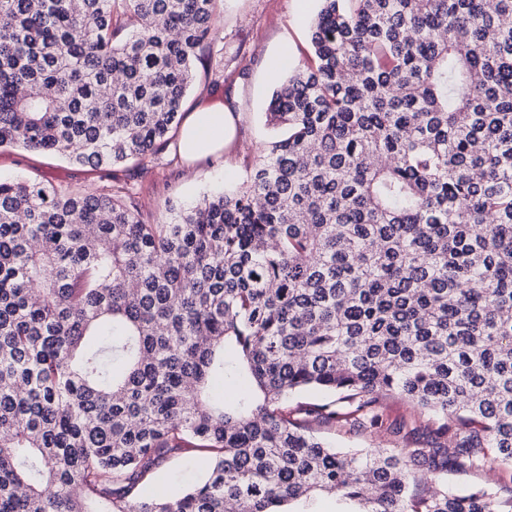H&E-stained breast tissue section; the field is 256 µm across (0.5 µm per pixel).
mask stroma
<instances>
[{
  "mask_svg": "<svg viewBox=\"0 0 512 512\" xmlns=\"http://www.w3.org/2000/svg\"><path fill=\"white\" fill-rule=\"evenodd\" d=\"M320 0H217V34L184 103L192 112L203 103H224L234 117V136L220 155L188 161L167 149L144 168L129 165L92 170L61 159L18 148H0V178L40 176L83 192L115 182L135 184L141 217L162 224L171 208L187 207L204 195L234 190L246 181L257 158L278 131L266 109L277 86L267 75L271 58L286 68L303 64L312 54L311 23ZM204 458L189 449L172 455L142 490L144 497L184 488L203 473Z\"/></svg>",
  "mask_w": 512,
  "mask_h": 512,
  "instance_id": "obj_1",
  "label": "stroma"
}]
</instances>
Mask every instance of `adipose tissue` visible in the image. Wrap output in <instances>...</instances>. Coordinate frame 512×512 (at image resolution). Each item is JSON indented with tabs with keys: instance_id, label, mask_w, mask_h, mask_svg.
<instances>
[{
	"instance_id": "ef3b65f1",
	"label": "adipose tissue",
	"mask_w": 512,
	"mask_h": 512,
	"mask_svg": "<svg viewBox=\"0 0 512 512\" xmlns=\"http://www.w3.org/2000/svg\"><path fill=\"white\" fill-rule=\"evenodd\" d=\"M233 127V117L223 105H201L183 122L180 145L185 155L197 159L219 151Z\"/></svg>"
}]
</instances>
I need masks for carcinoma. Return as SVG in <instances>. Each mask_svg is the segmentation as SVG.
Wrapping results in <instances>:
<instances>
[{"label":"carcinoma","instance_id":"cac0c4a2","mask_svg":"<svg viewBox=\"0 0 512 512\" xmlns=\"http://www.w3.org/2000/svg\"><path fill=\"white\" fill-rule=\"evenodd\" d=\"M321 2L240 188L146 224L126 184L0 180V512H512L448 491L512 467V0ZM215 3L0 0V148L161 154ZM187 448L204 479L141 497ZM319 435L336 446V449L348 450L355 448H370L371 441L365 434H354L346 432L336 426L333 428H323L319 431ZM503 485H510V470L502 469L491 473L485 474H470V473H448V488H472L475 486L487 487H500Z\"/></svg>","mask_w":512,"mask_h":512}]
</instances>
